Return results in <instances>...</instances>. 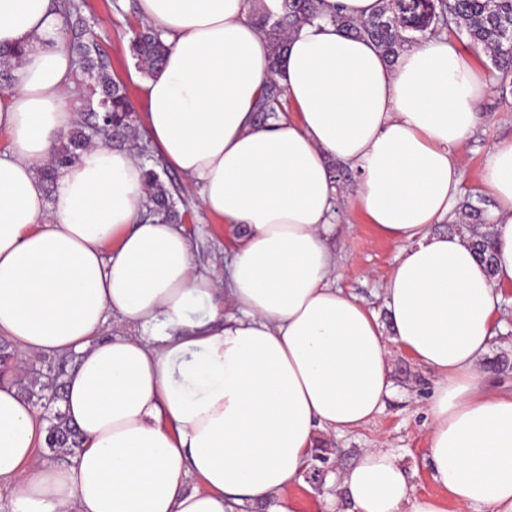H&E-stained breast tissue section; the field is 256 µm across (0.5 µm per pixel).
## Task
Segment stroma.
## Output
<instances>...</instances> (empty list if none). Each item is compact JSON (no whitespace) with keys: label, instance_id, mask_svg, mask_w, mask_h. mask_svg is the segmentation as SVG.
Segmentation results:
<instances>
[{"label":"stroma","instance_id":"1","mask_svg":"<svg viewBox=\"0 0 512 512\" xmlns=\"http://www.w3.org/2000/svg\"><path fill=\"white\" fill-rule=\"evenodd\" d=\"M85 18L110 61L114 78L127 85L134 108L146 116L142 94L143 72L136 67L128 50V38L143 20L132 9V0H71ZM473 63L489 76L493 92L484 102L489 120L457 149L462 168L461 193L471 196L483 208H491L484 181L488 153L502 141L512 140V83L502 84L482 52L471 51ZM163 181L179 192L177 206L185 216L184 227L195 247L200 270L223 276L219 259L230 245L222 219L200 205L197 187L175 170H167ZM337 225L331 247L339 259L336 285L362 299L377 313H384L382 285L391 273L400 251L399 243L380 235L368 224L355 205L340 203L333 217ZM500 327L485 356L492 390L512 389V297L503 296ZM394 392L372 421L342 435L318 432L301 481L289 486L284 498L237 507L236 512H278L282 499L292 502L294 512H344L346 505L339 490V474L354 463L362 449L384 443L400 455L416 494L442 495L426 465L428 402L437 376L417 365L395 343H388Z\"/></svg>","mask_w":512,"mask_h":512}]
</instances>
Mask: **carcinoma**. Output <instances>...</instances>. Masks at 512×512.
Segmentation results:
<instances>
[{"mask_svg":"<svg viewBox=\"0 0 512 512\" xmlns=\"http://www.w3.org/2000/svg\"><path fill=\"white\" fill-rule=\"evenodd\" d=\"M323 0H282L277 14H262L259 25L271 42L272 71L265 92L256 105V119L262 123L278 118L285 111L284 88L276 74L287 49L288 35L304 23L324 17ZM60 13L69 39L68 50L81 72L91 79L86 109L73 129L60 140L48 166L40 169L42 182L54 184L59 168L73 162L89 144L91 129L100 131L102 145L107 147L132 145L147 157L152 165L147 169V214L164 222L177 223L180 214L172 190L161 180L158 160L150 154L149 144H137V115L122 81L112 78L106 55L83 17L75 13L68 0H61ZM331 20L356 37H364L376 44L383 54L393 60L407 45L431 35L453 30L468 45L482 51L490 60L501 80L512 77V0H378V8L365 20H354L342 13L331 15ZM168 47L162 31L146 25L133 31L129 51L138 68L148 76L161 71ZM22 51L0 53V82H10L11 71L19 63ZM470 243L489 272H494V246L490 228L474 231ZM68 360L60 359L49 368L48 380L56 393L48 398L45 385L38 379L29 381L24 390L50 406L63 398V380ZM47 448L55 452L74 454L81 448V438L61 409L50 417Z\"/></svg>","mask_w":512,"mask_h":512,"instance_id":"carcinoma-1","label":"carcinoma"}]
</instances>
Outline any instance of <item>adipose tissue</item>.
Returning a JSON list of instances; mask_svg holds the SVG:
<instances>
[{
  "mask_svg": "<svg viewBox=\"0 0 512 512\" xmlns=\"http://www.w3.org/2000/svg\"><path fill=\"white\" fill-rule=\"evenodd\" d=\"M281 3L138 0L170 47L142 83L147 131L233 234L219 282L198 271L183 225L146 216L132 152L88 147L45 193L37 169L76 120L73 58L52 0H0V50L23 52L0 94V335L31 356L76 354L64 409L83 438L65 461L37 458L47 423L0 381L10 512H234L282 496L318 431L381 410L390 340L438 377L427 463L447 495L415 494L399 455L368 448L341 474L348 512H512V391L489 392L479 366L512 284V142L493 148L485 179L495 273L438 228L490 84L442 36L390 63L332 23L305 25L278 75L298 116L258 122L271 55L256 12ZM334 162L358 171L352 190ZM343 199L402 245L382 286L387 322L336 285Z\"/></svg>",
  "mask_w": 512,
  "mask_h": 512,
  "instance_id": "ef3b65f1",
  "label": "adipose tissue"
}]
</instances>
